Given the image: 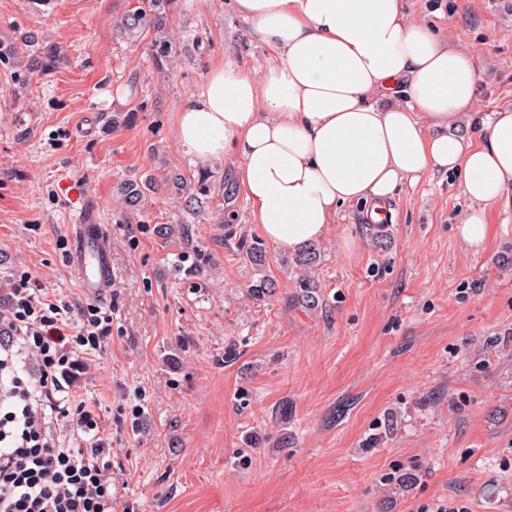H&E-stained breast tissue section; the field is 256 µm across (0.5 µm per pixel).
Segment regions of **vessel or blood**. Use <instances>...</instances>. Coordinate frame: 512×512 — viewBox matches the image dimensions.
Segmentation results:
<instances>
[{"mask_svg": "<svg viewBox=\"0 0 512 512\" xmlns=\"http://www.w3.org/2000/svg\"><path fill=\"white\" fill-rule=\"evenodd\" d=\"M74 194L78 222L69 228L75 239L69 265L82 295L97 299L108 295L112 289L111 241L98 222V207L90 193L79 187Z\"/></svg>", "mask_w": 512, "mask_h": 512, "instance_id": "b4317fda", "label": "vessel or blood"}]
</instances>
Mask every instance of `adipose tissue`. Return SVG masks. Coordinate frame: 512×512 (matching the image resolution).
Returning a JSON list of instances; mask_svg holds the SVG:
<instances>
[{
    "label": "adipose tissue",
    "instance_id": "obj_1",
    "mask_svg": "<svg viewBox=\"0 0 512 512\" xmlns=\"http://www.w3.org/2000/svg\"><path fill=\"white\" fill-rule=\"evenodd\" d=\"M272 58L225 57L178 110L175 138L201 167L225 155L254 224L297 251L340 207L373 223L403 184L453 173L473 207L458 223L480 248L487 213L512 192V108L479 111L473 52L413 17L408 0H229Z\"/></svg>",
    "mask_w": 512,
    "mask_h": 512
}]
</instances>
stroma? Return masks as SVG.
Wrapping results in <instances>:
<instances>
[{
	"label": "stroma",
	"mask_w": 512,
	"mask_h": 512,
	"mask_svg": "<svg viewBox=\"0 0 512 512\" xmlns=\"http://www.w3.org/2000/svg\"><path fill=\"white\" fill-rule=\"evenodd\" d=\"M224 2L180 0L181 54L163 72L148 40L115 30L140 0H0V281L26 271L86 305L55 193L84 184L112 240L114 314L70 401L96 405L112 442V512H431L446 498L499 512L512 500V207L489 210L476 252L456 232L470 202L454 175L402 185L380 237L363 206L344 207L317 245L308 309L291 252L270 243L263 267L249 261L261 233L220 188L232 157L211 164L199 213L161 193L135 213L123 203L124 180L197 171L174 127L211 66L269 57ZM410 5L473 49L479 110L512 107V0ZM225 206L234 223H216ZM263 277L276 289L258 300Z\"/></svg>",
	"instance_id": "1"
}]
</instances>
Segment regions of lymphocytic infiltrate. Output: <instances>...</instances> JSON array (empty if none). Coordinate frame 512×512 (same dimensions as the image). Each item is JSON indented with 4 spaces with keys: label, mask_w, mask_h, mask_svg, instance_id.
<instances>
[{
    "label": "lymphocytic infiltrate",
    "mask_w": 512,
    "mask_h": 512,
    "mask_svg": "<svg viewBox=\"0 0 512 512\" xmlns=\"http://www.w3.org/2000/svg\"><path fill=\"white\" fill-rule=\"evenodd\" d=\"M0 301V512H112L103 422L67 396L77 353L111 335V311L49 298L26 271L12 276ZM25 356L38 362L35 378L19 366ZM68 413L85 435L81 447L50 431L51 415Z\"/></svg>",
    "instance_id": "obj_1"
}]
</instances>
